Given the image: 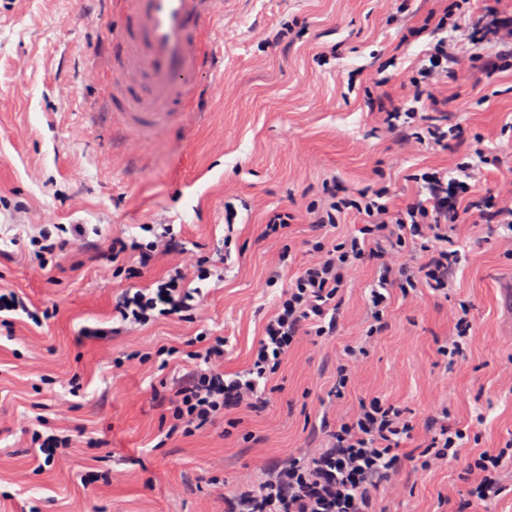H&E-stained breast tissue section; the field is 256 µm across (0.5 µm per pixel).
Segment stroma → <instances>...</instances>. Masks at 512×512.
Returning <instances> with one entry per match:
<instances>
[{"label":"stroma","mask_w":512,"mask_h":512,"mask_svg":"<svg viewBox=\"0 0 512 512\" xmlns=\"http://www.w3.org/2000/svg\"><path fill=\"white\" fill-rule=\"evenodd\" d=\"M453 2L412 0L392 18L379 0H230L221 67L200 80L202 122L155 130L133 159L114 141L106 83L85 77L91 65L112 69L102 52L118 26L111 0H0V289L51 312L39 326L18 314L0 325V512H224L237 480L321 446L310 433L335 406L347 351L363 345L365 368L343 399L350 410L375 396L416 414L437 402L464 433L467 458L512 443V308L501 293L512 223L451 227L462 259L447 295L390 287L378 321L377 271L365 262L342 291L338 333L302 340L271 380L267 407L237 427L220 419L165 438L151 392L164 374L157 351L195 336L224 337L225 369L247 367L281 294L269 273L289 277L308 259L309 214L329 205V186L381 191L398 209L430 169L469 175L477 200L512 179V68L449 77L459 138L410 154L369 82L382 69L392 103H406L431 19ZM276 214L287 237L270 243L262 232ZM48 224L84 225L86 238L51 255L45 277L28 252ZM147 224L172 225L187 247L160 256L152 276L195 264L212 275L198 284L197 314L129 328L112 311L128 279L108 246L143 237ZM463 305L474 332L454 370L440 348ZM129 355L136 369L125 367ZM29 417L69 444L41 453ZM396 478L405 493L380 495L379 512H457L470 498L465 461L433 472L408 462Z\"/></svg>","instance_id":"stroma-1"}]
</instances>
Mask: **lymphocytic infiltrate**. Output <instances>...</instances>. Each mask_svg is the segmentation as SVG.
<instances>
[{"instance_id": "obj_1", "label": "lymphocytic infiltrate", "mask_w": 512, "mask_h": 512, "mask_svg": "<svg viewBox=\"0 0 512 512\" xmlns=\"http://www.w3.org/2000/svg\"><path fill=\"white\" fill-rule=\"evenodd\" d=\"M460 31V22L438 20V38L432 40L410 81L411 107L391 106L387 120L401 131V145L414 141L410 130L414 119L433 123L435 145L448 142L449 133L438 123L436 109L446 106L441 88L448 75L480 66L488 74L502 69L504 57L512 55V15L488 8L469 37L492 36L500 53L483 56L480 62L460 55L444 38L446 29ZM428 104L429 113L417 107ZM417 202L393 210L380 203L378 194L341 196L332 201L325 216L312 222L313 253L285 282L274 314L266 321L254 346L247 369L231 373L224 369V339L217 336L201 350H187L191 365L177 376L172 398L158 396L167 404L173 419L170 433L192 434L233 410L257 411L267 406V383L280 370L289 351L307 336H332L339 327L336 297L354 272L368 258L379 269L378 289L370 294L374 315H382L385 288L398 273H406L407 287L425 285L433 291L447 290L458 263L456 241L444 231L448 224H500L505 219L501 199L512 196L506 182L497 198L479 203L470 197V187H459L447 174L427 171L418 175ZM352 209L362 223L358 234L337 240V217ZM154 238L148 243L113 240L108 248L112 261L129 264L137 278L115 297L112 309L121 322L144 326L157 316L179 318L200 310L202 298L190 290L182 273L156 278L141 286L138 278L150 271L159 253H184L185 246L170 225H149ZM418 241L424 254L415 263L405 250L406 239ZM447 411L435 410L424 425L430 433L428 445L405 449L412 423L400 406L380 398L362 401L356 413L335 416L326 447L316 452L272 461L261 482L245 481L242 489L225 498V512H375L381 490L399 497L403 488L391 479L401 460L419 461L425 471H436L460 460L463 436L449 432ZM505 453L488 454L477 470L471 498L480 504L495 502L503 492L502 469Z\"/></svg>"}]
</instances>
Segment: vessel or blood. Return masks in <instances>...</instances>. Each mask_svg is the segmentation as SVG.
Segmentation results:
<instances>
[{
	"label": "vessel or blood",
	"mask_w": 512,
	"mask_h": 512,
	"mask_svg": "<svg viewBox=\"0 0 512 512\" xmlns=\"http://www.w3.org/2000/svg\"><path fill=\"white\" fill-rule=\"evenodd\" d=\"M226 0H120L122 22L112 43L109 105L120 118L130 154L145 153L151 133L174 108L194 122L201 74L213 67L211 42Z\"/></svg>",
	"instance_id": "obj_1"
}]
</instances>
